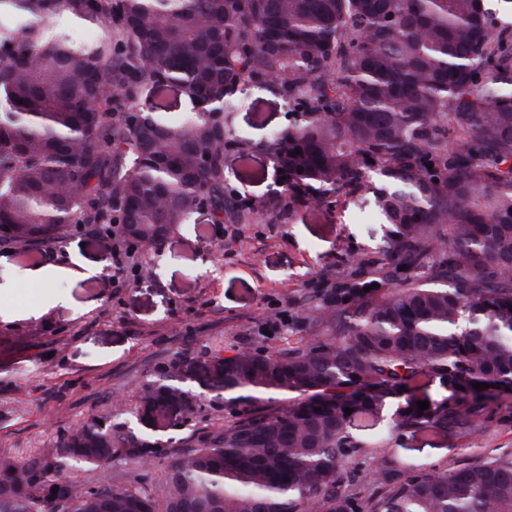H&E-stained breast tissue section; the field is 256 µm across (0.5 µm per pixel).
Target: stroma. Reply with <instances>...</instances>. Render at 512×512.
I'll use <instances>...</instances> for the list:
<instances>
[{"mask_svg": "<svg viewBox=\"0 0 512 512\" xmlns=\"http://www.w3.org/2000/svg\"><path fill=\"white\" fill-rule=\"evenodd\" d=\"M237 99L231 132L255 149L245 157L227 152L224 179L254 206L250 223L218 224L209 208L198 209L160 248L142 249L143 269L118 274L111 240L81 224L58 237L50 256L39 242L0 247V450L26 459L93 418L161 448H180L191 435L224 427L239 406L224 399L217 352L285 351L306 341L283 322L299 314L302 294L348 273L349 256L384 247L387 227L369 192L272 219L265 204L280 186L259 146L293 123L292 106L257 84ZM85 263L95 270L88 278L80 274ZM59 268L65 276L54 275L47 287L28 278L36 269ZM51 293L61 303L48 304ZM174 359L179 386L200 404L189 419L180 403L142 398L143 386ZM508 454L512 397L477 438L405 433L369 444L348 468L364 479L386 455L417 473Z\"/></svg>", "mask_w": 512, "mask_h": 512, "instance_id": "1", "label": "stroma"}]
</instances>
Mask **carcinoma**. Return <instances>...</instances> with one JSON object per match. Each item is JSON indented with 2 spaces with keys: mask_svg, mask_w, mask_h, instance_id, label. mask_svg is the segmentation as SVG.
<instances>
[{
  "mask_svg": "<svg viewBox=\"0 0 512 512\" xmlns=\"http://www.w3.org/2000/svg\"><path fill=\"white\" fill-rule=\"evenodd\" d=\"M5 12L3 239L121 224L156 245L202 206L249 223L224 154L247 149L229 127L239 87L270 76L297 114L265 145L283 179L272 217L370 191L389 238L304 300L290 325L307 342L219 358L225 391L291 393L288 405L181 448L91 420L29 459L1 453L0 512H512V456L413 475L385 457L377 496L342 491L365 452L357 431L471 436L497 413L468 400L474 384L512 390L511 24L485 0H0ZM70 19L100 21L106 40L75 44ZM172 86L193 111H155ZM178 371L162 367L144 396L192 416ZM388 398L403 402L389 413ZM153 457L157 487L72 476Z\"/></svg>",
  "mask_w": 512,
  "mask_h": 512,
  "instance_id": "carcinoma-1",
  "label": "carcinoma"
}]
</instances>
